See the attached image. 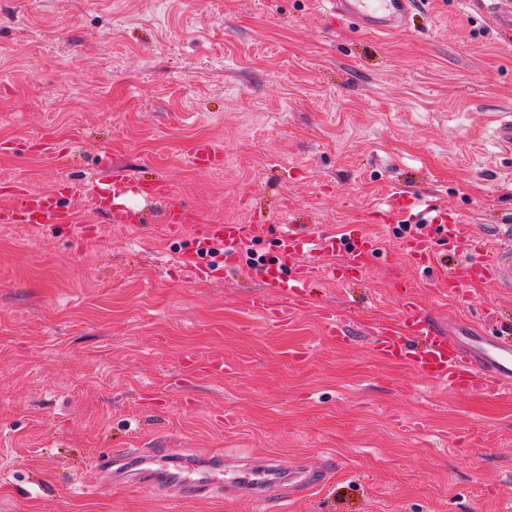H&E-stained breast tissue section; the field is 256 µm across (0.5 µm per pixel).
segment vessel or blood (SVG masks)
<instances>
[{"mask_svg": "<svg viewBox=\"0 0 512 512\" xmlns=\"http://www.w3.org/2000/svg\"><path fill=\"white\" fill-rule=\"evenodd\" d=\"M326 2L329 12L354 18L364 31L388 35L409 22L422 0ZM487 9L499 30L512 31V0H488ZM187 153L192 164L203 172L224 165L223 148L208 139L192 142ZM131 193L151 203H162V224L173 233L191 231L197 249L220 248L213 270L236 266L240 250L251 236L250 225L211 223L196 209L176 200L166 182L140 184L124 166L109 161L99 167L95 180L89 183L74 180L49 192L17 187L19 204L1 206L0 223H71V213L60 203L61 196L69 195L88 198L112 223L135 229L149 223L151 216L126 204L125 198ZM396 217L416 227L415 232L405 237L402 248L417 268L428 269L435 262L434 231L444 230L449 243L464 250V259L452 266L444 278L443 285L449 293H466L482 282L512 288V253L491 246L470 224L449 213L447 207L433 202L423 204L395 190L388 195L376 219L386 223ZM384 254L380 240L353 225L340 234L325 229L301 235L283 232L276 261L258 271L267 291L256 296L250 306L270 321L287 323L296 316L299 300L310 295L320 262H328L331 278L349 281L363 276L369 259ZM300 255L308 256V263H297ZM372 334L374 350L381 359L409 365L428 383L461 392L489 394L512 386L511 338L480 334L466 338L440 331L429 311L413 295H401L396 324L379 325ZM98 467L104 476L143 479L182 498L221 491L252 505L268 502L275 491L284 497L295 496L315 487L328 474L324 467L314 469L303 462L290 466L276 458L232 461L207 456L192 466L174 468L161 448L135 450L116 460L106 456Z\"/></svg>", "mask_w": 512, "mask_h": 512, "instance_id": "1", "label": "vessel or blood"}]
</instances>
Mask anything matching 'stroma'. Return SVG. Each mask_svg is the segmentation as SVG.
I'll use <instances>...</instances> for the list:
<instances>
[{"mask_svg":"<svg viewBox=\"0 0 512 512\" xmlns=\"http://www.w3.org/2000/svg\"><path fill=\"white\" fill-rule=\"evenodd\" d=\"M512 36L477 0H423L407 31L378 36L319 0H0V180L35 191L95 176L102 157L163 179L208 219L253 224L275 259L282 230L379 237L354 284L322 278L288 324L249 312L251 269L185 278L190 232L139 233L90 202L70 224H0V512H251L107 479L100 458L163 448L279 457L330 479L266 512H506L512 506V391L462 394L379 358L373 326L412 291L439 327L480 320L493 284L453 298L440 267L402 249V222L375 223L392 187L448 207L512 249ZM72 142L78 164L39 152ZM224 149L201 172L188 144ZM349 313L348 337L324 313ZM221 358L205 377L184 356Z\"/></svg>","mask_w":512,"mask_h":512,"instance_id":"obj_1","label":"stroma"}]
</instances>
